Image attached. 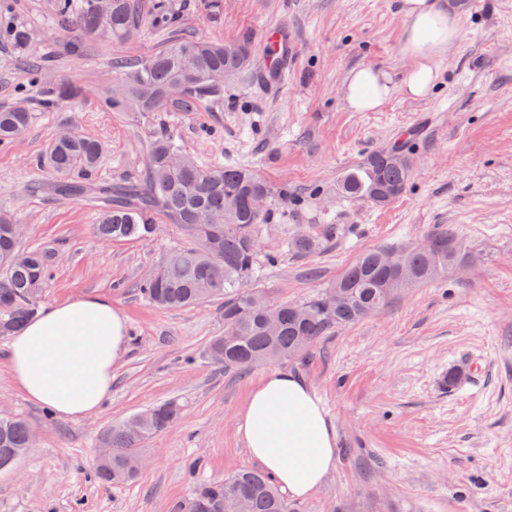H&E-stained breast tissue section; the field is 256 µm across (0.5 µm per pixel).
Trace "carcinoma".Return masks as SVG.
Returning <instances> with one entry per match:
<instances>
[{"label":"carcinoma","instance_id":"1","mask_svg":"<svg viewBox=\"0 0 512 512\" xmlns=\"http://www.w3.org/2000/svg\"><path fill=\"white\" fill-rule=\"evenodd\" d=\"M97 4L98 0H55L60 30L75 32L84 40L99 36L124 40L135 36L147 20L163 30L176 21L173 0H152L148 9L143 0H111L104 14ZM0 38L25 52L32 33L23 22H8L0 29ZM23 60L30 85L38 88L41 108L54 110L82 98L79 85L47 80L44 61L28 55ZM252 64L247 41L223 43L182 33L149 56L112 61L106 106L119 112H200L204 105L224 100L225 77ZM32 115L33 103L25 90L13 105L1 107L0 146L19 138ZM102 154L100 141L73 132L54 139L43 165L57 175V194L72 199L92 195L102 202L95 224L100 239L148 237L161 216L197 242L194 248L172 252L156 275L140 285V292L148 303L162 308L224 300V335L209 342L206 355L226 371H248L305 354L335 329L378 312L408 288L435 280L461 253V243L451 229L432 235L422 247L368 250L333 285L340 294L336 304L327 303L323 292L299 304H279L278 322L272 328L265 312L251 306L255 292L242 289L257 276L258 230L266 213L255 210L254 201L269 197V185L245 168L200 162L182 152L166 133L154 135L146 168L133 181L93 189L71 178L76 171L93 174ZM413 172V160L401 148L383 149L346 172L338 191L384 207L402 195ZM15 224L10 212L0 210V338L18 332L34 315L35 298L51 272V253L20 249ZM322 245L323 237L309 232L296 233L287 241L288 249L300 255L314 253ZM389 252L398 261L394 268L383 262ZM181 409L182 404L169 400L106 428L100 442L112 448V463L108 468L97 466L101 484L133 480L132 465L140 457L142 444L165 430ZM31 441L23 420L1 417L0 470L11 466ZM242 504L248 512H295L268 473L248 467L197 486L174 512H238Z\"/></svg>","mask_w":512,"mask_h":512}]
</instances>
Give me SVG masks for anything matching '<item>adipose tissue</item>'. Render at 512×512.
Returning a JSON list of instances; mask_svg holds the SVG:
<instances>
[{"label":"adipose tissue","mask_w":512,"mask_h":512,"mask_svg":"<svg viewBox=\"0 0 512 512\" xmlns=\"http://www.w3.org/2000/svg\"><path fill=\"white\" fill-rule=\"evenodd\" d=\"M400 50L411 65L401 78L372 66L352 70L343 94L353 112L378 110L395 93L431 95L434 60L460 37L445 0H398ZM125 315L110 299L84 296L45 306L8 344V369L30 401L82 419L112 394V371L127 350ZM252 459L298 499L310 497L336 466V435L312 389L294 374L269 372L251 391L240 428Z\"/></svg>","instance_id":"ef3b65f1"}]
</instances>
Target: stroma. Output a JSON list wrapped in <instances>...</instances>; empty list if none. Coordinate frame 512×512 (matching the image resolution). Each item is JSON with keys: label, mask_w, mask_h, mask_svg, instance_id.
<instances>
[{"label": "stroma", "mask_w": 512, "mask_h": 512, "mask_svg": "<svg viewBox=\"0 0 512 512\" xmlns=\"http://www.w3.org/2000/svg\"><path fill=\"white\" fill-rule=\"evenodd\" d=\"M53 2L14 0L15 12L32 25L31 52L49 60V79L80 83L84 98L35 109L26 132L0 148V208L18 218L24 246L55 254L38 307L107 297L127 317L129 348L110 399L72 420L14 386L0 338V417L25 418L34 436L0 471V512H171L196 484L252 466L240 415L277 369L306 381L336 430V467L298 500L300 512H512V0H447L462 35L434 61L439 86L425 99L393 95L375 112L348 111L342 88L360 65L397 76L408 69L396 0H175L179 29L248 40L256 59L270 28H287L294 43L280 87L266 90L245 73L225 83L222 104L188 114L113 112L99 94L112 58L150 55L167 32L147 23L132 40L100 38L75 56ZM70 126L105 148L97 183L136 178L160 130L205 164L245 167L268 183L250 288L270 303L301 302L363 251L422 245L448 226L463 259L301 357L224 371L205 355L224 333L223 301L163 309L139 291L191 239L160 218L150 237L103 241L93 231L96 202L54 194V174L37 161ZM400 142L414 175L399 198L379 208L340 196L346 171ZM302 226L327 236L314 254L285 246ZM472 355L483 361L480 380L443 386V374ZM173 398L182 413L145 443L137 479L102 486L101 430Z\"/></svg>", "instance_id": "stroma-1"}]
</instances>
